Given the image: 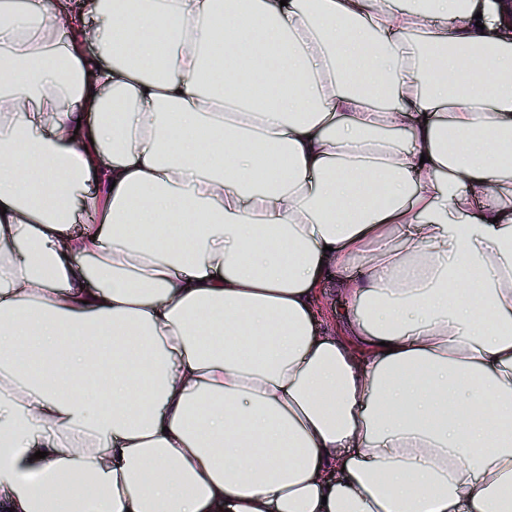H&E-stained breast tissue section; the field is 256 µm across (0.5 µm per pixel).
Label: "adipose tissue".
<instances>
[{
  "label": "adipose tissue",
  "instance_id": "1",
  "mask_svg": "<svg viewBox=\"0 0 512 512\" xmlns=\"http://www.w3.org/2000/svg\"><path fill=\"white\" fill-rule=\"evenodd\" d=\"M497 23L0 0V512H512ZM321 297L323 313L317 316L318 327L320 330L326 327L333 329L335 327L333 315L335 316V312L337 313L339 310L345 308L346 301L344 297L337 292L336 286L331 283L322 284Z\"/></svg>",
  "mask_w": 512,
  "mask_h": 512
}]
</instances>
